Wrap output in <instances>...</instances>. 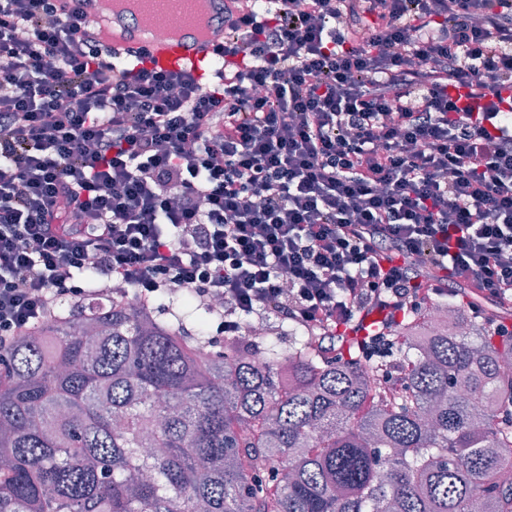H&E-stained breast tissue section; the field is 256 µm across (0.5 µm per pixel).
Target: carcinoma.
Listing matches in <instances>:
<instances>
[{
    "label": "carcinoma",
    "instance_id": "carcinoma-1",
    "mask_svg": "<svg viewBox=\"0 0 512 512\" xmlns=\"http://www.w3.org/2000/svg\"><path fill=\"white\" fill-rule=\"evenodd\" d=\"M437 307L373 358L288 322L202 356L189 302L62 308L7 356L0 512H512V337Z\"/></svg>",
    "mask_w": 512,
    "mask_h": 512
}]
</instances>
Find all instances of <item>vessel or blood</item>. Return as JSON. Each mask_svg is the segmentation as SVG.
Masks as SVG:
<instances>
[{"mask_svg":"<svg viewBox=\"0 0 512 512\" xmlns=\"http://www.w3.org/2000/svg\"><path fill=\"white\" fill-rule=\"evenodd\" d=\"M66 10L78 11L88 23L96 21L95 0H61ZM94 36L116 58H126L128 51L144 49L147 67L171 72H187L198 79H205L213 67L221 61L220 38L210 40H167L160 38L141 44L131 35H110L96 28Z\"/></svg>","mask_w":512,"mask_h":512,"instance_id":"vessel-or-blood-1","label":"vessel or blood"}]
</instances>
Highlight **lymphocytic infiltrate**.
Here are the masks:
<instances>
[{
	"label": "lymphocytic infiltrate",
	"instance_id": "1",
	"mask_svg": "<svg viewBox=\"0 0 512 512\" xmlns=\"http://www.w3.org/2000/svg\"><path fill=\"white\" fill-rule=\"evenodd\" d=\"M221 52L209 83L125 67L0 0L1 360L82 272L330 353L444 297L512 312V0H250Z\"/></svg>",
	"mask_w": 512,
	"mask_h": 512
}]
</instances>
